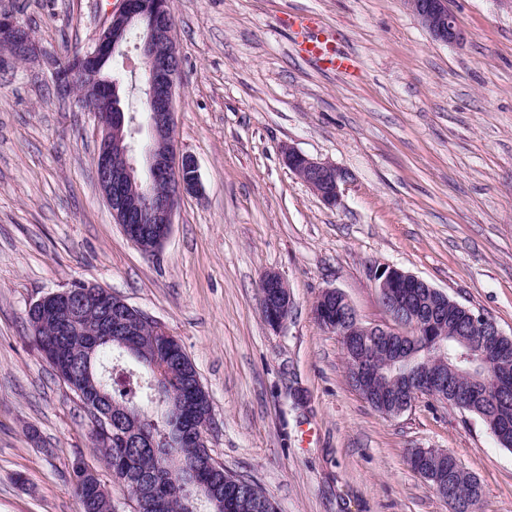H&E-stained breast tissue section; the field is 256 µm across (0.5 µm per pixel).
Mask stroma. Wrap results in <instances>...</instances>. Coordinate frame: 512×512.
<instances>
[{
	"label": "stroma",
	"instance_id": "1",
	"mask_svg": "<svg viewBox=\"0 0 512 512\" xmlns=\"http://www.w3.org/2000/svg\"><path fill=\"white\" fill-rule=\"evenodd\" d=\"M119 0H0L47 53L90 46ZM466 32L435 42L404 0H171L182 61L175 112L201 190L143 255L98 190L93 117L43 62L0 76V512H79L75 459L100 470L79 400L32 341L31 303L85 282L175 336L213 407L209 449L278 512H450L411 448L451 451L512 512V449L483 421L420 397L374 410L345 376L341 339L312 308L342 291L364 324L394 266L512 336V0H448ZM308 15L356 59L352 76L301 56L284 16ZM346 174L328 206L285 147ZM287 284V322L261 316L260 282Z\"/></svg>",
	"mask_w": 512,
	"mask_h": 512
}]
</instances>
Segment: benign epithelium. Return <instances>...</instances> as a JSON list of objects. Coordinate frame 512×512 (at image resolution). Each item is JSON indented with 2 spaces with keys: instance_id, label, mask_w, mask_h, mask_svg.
Returning <instances> with one entry per match:
<instances>
[{
  "instance_id": "benign-epithelium-1",
  "label": "benign epithelium",
  "mask_w": 512,
  "mask_h": 512,
  "mask_svg": "<svg viewBox=\"0 0 512 512\" xmlns=\"http://www.w3.org/2000/svg\"><path fill=\"white\" fill-rule=\"evenodd\" d=\"M407 9L431 38L445 45L459 44L466 38L448 0H404ZM25 24L10 12H0V72L8 73L21 64L42 56V50L31 38L24 36ZM138 31L135 43L127 35ZM135 50L140 67L149 80L142 88L147 104L145 117L147 147L138 155L128 142L133 124L121 106V97L112 89V82L102 76L103 64L117 56ZM179 51L174 36V21L167 0H120V7L110 12L94 44L78 53L77 65L66 72L59 70V58L49 64L60 91L72 98L83 110L97 119L100 136L95 158L98 187L127 238L144 254L153 255L171 234L176 206L186 194L200 190L196 159L179 150L175 137V100L180 67ZM284 164L328 205L334 206L341 194L345 174L335 164L319 161L288 147L282 151ZM375 288L379 299L388 302L399 298L400 288H423L429 306L417 315H410L412 327L424 329L430 336L445 335L448 294L434 288L424 279L396 267H383L375 273ZM263 297L270 312V326L278 329L285 323L282 312L289 308L290 296L283 279L269 272L262 278ZM67 289L48 293L33 302L40 306L42 323L72 326L80 318L81 308L68 301ZM85 301L103 315L105 332L109 336H132L141 327L150 326L162 339H172L165 329L143 311L129 305L104 288L85 285ZM316 320L354 346L357 336H395L397 324L389 318L383 325H365L347 316L355 310L338 289L321 292L315 305ZM469 335L478 337L480 357L486 371L497 369L500 340L505 334L496 321L483 315L473 318ZM436 369L423 375L405 374L396 379L410 400L393 406L391 417L406 412L416 399L438 396L442 367L448 365L440 348Z\"/></svg>"
}]
</instances>
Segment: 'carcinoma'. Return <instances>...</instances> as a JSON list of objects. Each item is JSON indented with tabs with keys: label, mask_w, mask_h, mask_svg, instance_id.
Masks as SVG:
<instances>
[{
	"label": "carcinoma",
	"mask_w": 512,
	"mask_h": 512,
	"mask_svg": "<svg viewBox=\"0 0 512 512\" xmlns=\"http://www.w3.org/2000/svg\"><path fill=\"white\" fill-rule=\"evenodd\" d=\"M474 314L471 308L450 305L448 327L455 329ZM27 321L37 349L53 346L57 366L84 384L86 396L79 397L84 412L90 413V396L112 410V437H103L91 426L90 439L114 481L137 498L140 512H186L190 501L196 512H210L212 501L197 495L200 484L224 503L223 512H277L254 482L247 486L249 503H235L238 475L209 467V449L194 443L191 434L210 419L211 402L198 387V371L182 346L161 352L150 328L138 336H104L99 312L91 306L68 334L54 325L35 328L32 308ZM385 354L382 342L374 341L346 356L350 381L352 367L359 363L378 371L368 398L376 410L374 397L394 387L385 375ZM454 383L461 401L458 409L481 418L498 443L512 449V381L491 378L481 388L464 377ZM73 476L81 512H115L112 495L97 470L86 472L80 462L73 466ZM457 495L466 512H477L481 493L471 490L462 478Z\"/></svg>",
	"instance_id": "1"
}]
</instances>
